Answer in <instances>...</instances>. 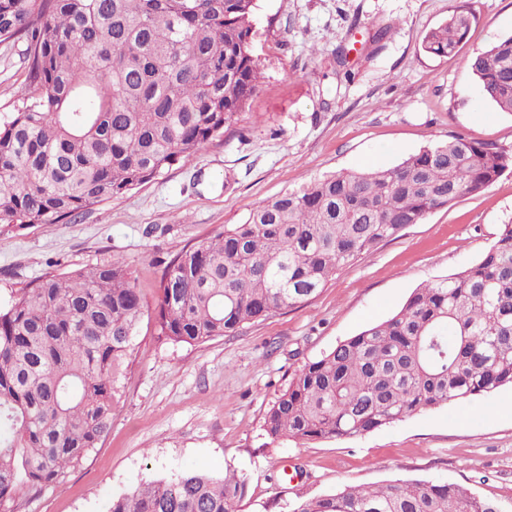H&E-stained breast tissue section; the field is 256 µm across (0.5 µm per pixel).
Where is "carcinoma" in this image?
<instances>
[{
    "label": "carcinoma",
    "instance_id": "cac0c4a2",
    "mask_svg": "<svg viewBox=\"0 0 512 512\" xmlns=\"http://www.w3.org/2000/svg\"><path fill=\"white\" fill-rule=\"evenodd\" d=\"M256 0H0L32 93L0 126V224H54L202 150L258 90ZM471 23L430 29L447 56ZM512 115V36L469 61ZM512 152L462 136L394 166L339 171L266 200L167 266L157 335L198 344L313 299L343 268L428 214L478 196ZM140 292L122 261L47 275L0 307V512L97 448L136 345ZM512 386V223L477 261L415 289L295 373L265 416L273 439H349ZM245 482L182 470L107 512H238ZM289 512H499L447 481L346 486Z\"/></svg>",
    "mask_w": 512,
    "mask_h": 512
}]
</instances>
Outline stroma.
<instances>
[{
  "label": "stroma",
  "mask_w": 512,
  "mask_h": 512,
  "mask_svg": "<svg viewBox=\"0 0 512 512\" xmlns=\"http://www.w3.org/2000/svg\"><path fill=\"white\" fill-rule=\"evenodd\" d=\"M471 16L454 53L422 40L455 9ZM264 79L199 153L55 224H0V302L39 278L121 260L140 291L138 354L112 427L79 466L30 492L20 512H105L170 473L232 469L238 512H287L337 488L444 480L512 512V388L351 439L274 440L265 416L302 366L386 319L419 285L476 261L512 222V171L484 193L339 272L307 303L202 344L154 331L162 274L183 249L243 222L263 201L340 170L400 162L450 135L512 150V115L481 98L467 62L512 35V0H256ZM388 37L373 42L378 28ZM369 41L336 65L338 46ZM26 43L0 44V122L23 105Z\"/></svg>",
  "instance_id": "35a3bbf8"
}]
</instances>
